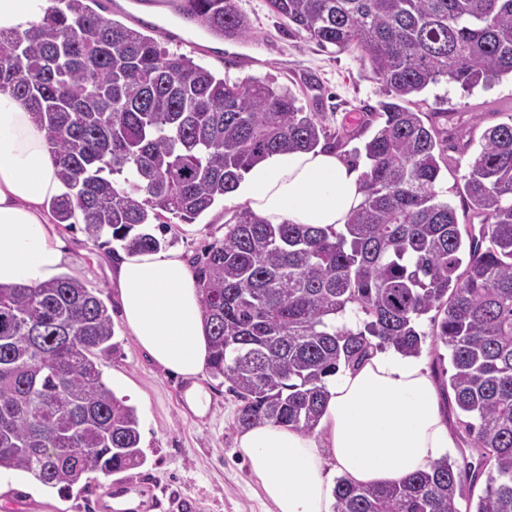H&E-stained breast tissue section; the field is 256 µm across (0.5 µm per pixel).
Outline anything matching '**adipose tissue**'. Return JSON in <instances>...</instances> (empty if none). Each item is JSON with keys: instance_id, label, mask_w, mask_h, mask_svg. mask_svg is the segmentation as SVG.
Here are the masks:
<instances>
[{"instance_id": "adipose-tissue-1", "label": "adipose tissue", "mask_w": 512, "mask_h": 512, "mask_svg": "<svg viewBox=\"0 0 512 512\" xmlns=\"http://www.w3.org/2000/svg\"><path fill=\"white\" fill-rule=\"evenodd\" d=\"M51 0H0V31L29 29ZM66 188L29 108L0 92V285H39L62 272L63 244L49 208ZM365 199L359 169L333 150L290 151L253 164L235 204L271 224H346ZM112 281L122 320L162 369L188 381L189 408L204 416L199 381L209 339L195 276L180 252L117 254ZM454 441L425 362L387 347L325 379L314 432L276 424L241 430L237 446L275 512H332L327 472L381 486L429 470Z\"/></svg>"}]
</instances>
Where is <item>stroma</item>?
<instances>
[{"label":"stroma","instance_id":"1","mask_svg":"<svg viewBox=\"0 0 512 512\" xmlns=\"http://www.w3.org/2000/svg\"><path fill=\"white\" fill-rule=\"evenodd\" d=\"M237 4L251 27L245 39L223 40L185 23L168 0H125L117 19L164 41L172 52L192 56L226 80L254 79L290 89L304 111L324 113L330 126L352 131L340 153L353 157L363 144L359 131L366 113L379 99L369 72L351 53L288 36L267 0ZM414 101L421 111L434 113L448 135L447 163L437 185L440 200L455 208L459 224L476 223L459 193L461 178L484 131L512 119V78L502 77L469 93L443 82ZM234 210L224 199L193 222L172 217L168 229L153 224L149 230L163 249L180 251L191 262L223 238L224 221ZM55 230L66 245L65 275L99 289L112 317L113 348L102 358L101 370L116 396L136 408L146 460L120 474H92L67 495L25 473H1L0 512H99L104 490L130 481L142 490L127 503L132 512H275L236 446V402L223 379L203 374L211 405L206 416H196L185 404L184 381L159 369L130 336L112 283L113 254L120 251V243L101 246L80 224H59Z\"/></svg>","mask_w":512,"mask_h":512}]
</instances>
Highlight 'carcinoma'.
I'll use <instances>...</instances> for the list:
<instances>
[{
  "label": "carcinoma",
  "mask_w": 512,
  "mask_h": 512,
  "mask_svg": "<svg viewBox=\"0 0 512 512\" xmlns=\"http://www.w3.org/2000/svg\"><path fill=\"white\" fill-rule=\"evenodd\" d=\"M208 32L243 39L236 0H175ZM99 0H52L47 17L0 32V88L36 114L68 193L61 223L90 238L156 251L147 231L192 222L277 153L337 149L349 132L305 112L292 92L229 82L152 36L105 17ZM288 28L357 60L379 86L380 127L354 150L366 196L341 229L269 224L240 209L195 261L208 369L237 399L240 428L312 432L324 380L392 346L446 347L476 462L446 457L390 486L336 481L334 512H512V121L483 133L463 176L482 216L464 233L438 199L444 146L409 108L442 81L465 91L512 75V0H268ZM430 316L432 330H419ZM112 317L95 290L61 275L0 286V469L70 491L92 473L144 462L138 416L102 380Z\"/></svg>",
  "instance_id": "carcinoma-1"
}]
</instances>
